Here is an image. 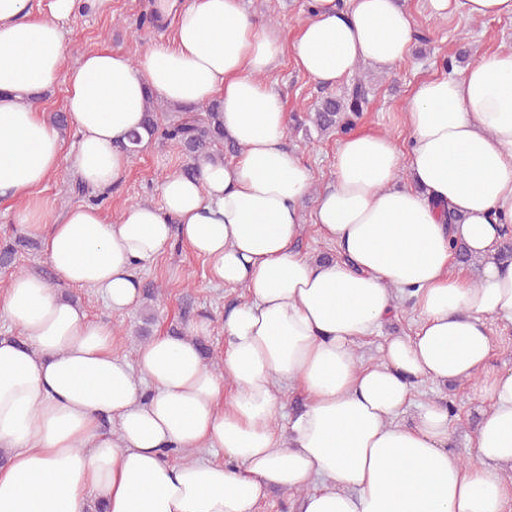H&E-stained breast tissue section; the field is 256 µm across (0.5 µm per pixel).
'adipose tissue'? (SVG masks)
<instances>
[{
  "label": "adipose tissue",
  "mask_w": 512,
  "mask_h": 512,
  "mask_svg": "<svg viewBox=\"0 0 512 512\" xmlns=\"http://www.w3.org/2000/svg\"><path fill=\"white\" fill-rule=\"evenodd\" d=\"M425 2L439 18H512V0ZM314 3L295 43L313 81L408 57L413 22L398 0ZM74 6L52 0L50 18L34 21L32 0H0V199H23L14 221L60 281L113 314L139 305L135 268L176 239L245 296L224 316L219 369L203 360L204 319L142 343L131 364L113 352L111 324L40 275L14 277L0 290V314L19 332L0 338V512H257L274 491L300 495L301 512H512V369L492 366L485 326L512 327V263L494 258L512 228V51L418 83L408 149L381 134L340 142L311 216L340 256L315 260L297 248L313 175L264 80L275 31L240 0H168L172 38L139 63L105 47L67 70L62 22ZM62 71L79 134L68 155L37 99ZM151 95L184 110L220 97L233 160L169 175L160 204L115 221L91 204L49 221L40 193L62 160L92 188L121 180V146ZM455 241L484 259L480 282L453 273ZM401 297L416 329L364 359ZM428 381L473 383L488 402L470 461L448 448L442 404L404 420ZM285 385L307 403L283 423ZM201 448L223 461L195 458Z\"/></svg>",
  "instance_id": "obj_1"
}]
</instances>
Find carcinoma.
<instances>
[{
  "mask_svg": "<svg viewBox=\"0 0 512 512\" xmlns=\"http://www.w3.org/2000/svg\"><path fill=\"white\" fill-rule=\"evenodd\" d=\"M371 86L362 77H356L344 88L339 97L327 95L318 101L312 122L320 132L336 128L346 130L353 125L352 118L359 117L368 103ZM143 129L150 137L178 143L191 164L202 158L224 157V152L237 153L233 143L224 136V116L219 101H214L192 111L172 110L160 112L154 98L148 97L144 106Z\"/></svg>",
  "mask_w": 512,
  "mask_h": 512,
  "instance_id": "1",
  "label": "carcinoma"
}]
</instances>
